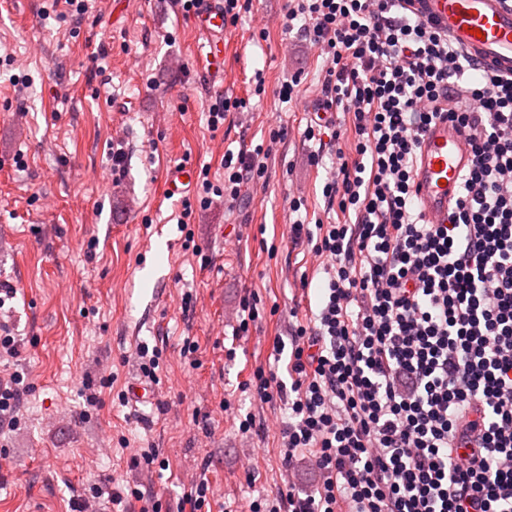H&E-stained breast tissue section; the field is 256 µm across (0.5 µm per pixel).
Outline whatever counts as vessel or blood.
<instances>
[{
	"label": "vessel or blood",
	"mask_w": 512,
	"mask_h": 512,
	"mask_svg": "<svg viewBox=\"0 0 512 512\" xmlns=\"http://www.w3.org/2000/svg\"><path fill=\"white\" fill-rule=\"evenodd\" d=\"M197 15V27L205 38L206 59L224 56V10L220 0H206ZM412 10L439 28L469 55L500 73H512V0H411ZM472 156L461 132L445 120L427 126L413 170V190L422 218L433 224L448 221L463 171ZM194 179V170L184 165L171 171L166 192L182 194Z\"/></svg>",
	"instance_id": "b4317fda"
}]
</instances>
